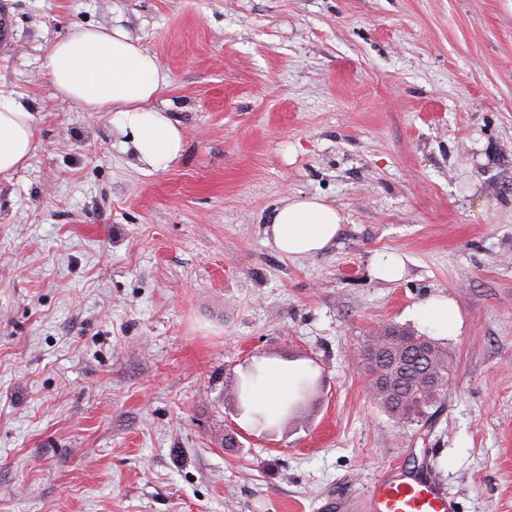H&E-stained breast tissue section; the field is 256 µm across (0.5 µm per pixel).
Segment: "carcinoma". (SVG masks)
<instances>
[{"instance_id": "1", "label": "carcinoma", "mask_w": 512, "mask_h": 512, "mask_svg": "<svg viewBox=\"0 0 512 512\" xmlns=\"http://www.w3.org/2000/svg\"><path fill=\"white\" fill-rule=\"evenodd\" d=\"M372 371L373 394L395 419L415 423L434 407L448 380V361L443 350L428 336L392 328L373 337L367 352ZM311 388L306 375L296 378L295 390L282 400L275 413L256 411L261 420L277 416L297 419Z\"/></svg>"}]
</instances>
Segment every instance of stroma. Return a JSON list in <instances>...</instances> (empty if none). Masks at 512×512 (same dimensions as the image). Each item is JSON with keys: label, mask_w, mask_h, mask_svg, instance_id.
Instances as JSON below:
<instances>
[{"label": "stroma", "mask_w": 512, "mask_h": 512, "mask_svg": "<svg viewBox=\"0 0 512 512\" xmlns=\"http://www.w3.org/2000/svg\"><path fill=\"white\" fill-rule=\"evenodd\" d=\"M6 3L0 91L37 125L0 177V512H321L389 466L460 512H512V0ZM89 25L168 73L183 149L165 166L46 74ZM299 193L343 222L291 259L264 221ZM386 327L448 356L411 426L366 384ZM268 366L310 373L304 422L230 400ZM422 310L424 315L431 320L442 333L448 334V330L450 329L448 300H429L423 304Z\"/></svg>", "instance_id": "stroma-1"}]
</instances>
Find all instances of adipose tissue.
I'll use <instances>...</instances> for the list:
<instances>
[{
    "label": "adipose tissue",
    "mask_w": 512,
    "mask_h": 512,
    "mask_svg": "<svg viewBox=\"0 0 512 512\" xmlns=\"http://www.w3.org/2000/svg\"><path fill=\"white\" fill-rule=\"evenodd\" d=\"M44 69L58 92L90 112L112 109L138 159L159 166L181 152L182 134L156 101L169 83L158 58L119 26H89L54 42ZM36 119L17 98L0 92V175L23 167L34 149ZM342 216L322 196L281 199L269 212L264 234L280 254L316 255L336 239Z\"/></svg>",
    "instance_id": "adipose-tissue-1"
}]
</instances>
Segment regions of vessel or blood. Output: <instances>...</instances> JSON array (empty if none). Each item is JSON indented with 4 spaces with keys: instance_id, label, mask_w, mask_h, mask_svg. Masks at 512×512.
<instances>
[{
    "instance_id": "obj_1",
    "label": "vessel or blood",
    "mask_w": 512,
    "mask_h": 512,
    "mask_svg": "<svg viewBox=\"0 0 512 512\" xmlns=\"http://www.w3.org/2000/svg\"><path fill=\"white\" fill-rule=\"evenodd\" d=\"M331 512H459L456 499L431 475L391 471L382 474L366 497L330 502Z\"/></svg>"
}]
</instances>
